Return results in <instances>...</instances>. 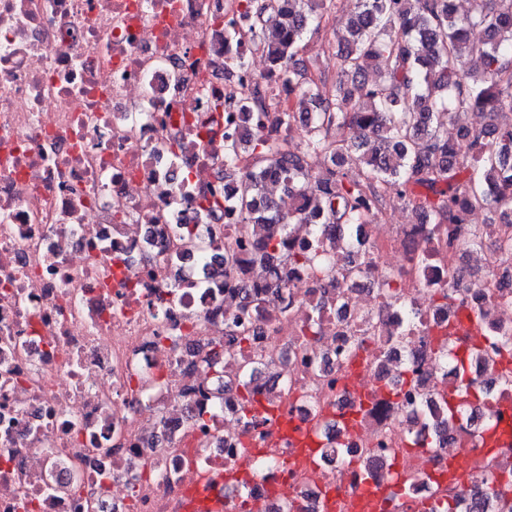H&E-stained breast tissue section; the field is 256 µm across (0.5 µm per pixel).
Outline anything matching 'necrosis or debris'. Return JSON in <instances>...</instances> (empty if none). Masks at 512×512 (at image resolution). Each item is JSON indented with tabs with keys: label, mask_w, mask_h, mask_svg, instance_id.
Instances as JSON below:
<instances>
[{
	"label": "necrosis or debris",
	"mask_w": 512,
	"mask_h": 512,
	"mask_svg": "<svg viewBox=\"0 0 512 512\" xmlns=\"http://www.w3.org/2000/svg\"><path fill=\"white\" fill-rule=\"evenodd\" d=\"M230 20L249 26L239 0H0V512H190L201 490L244 493L264 512H285L288 492L321 512L330 493L337 512H362L351 490L364 462L384 491L378 512H393L397 483L410 489L407 512H429L457 485L452 461L474 488L512 469V356L494 342L512 337L511 266L459 278L472 258L449 246L447 225L377 219L360 228V271L337 258L325 293L293 267L288 303L267 287L261 308L245 309L235 285L210 287L196 256L172 249L192 224L230 265L259 236L236 207L208 211L181 194L237 186L224 137L248 119L226 101L258 89L269 115L288 104L254 68L250 41L245 67L225 57ZM386 273L398 303L379 288ZM441 287L447 300H433ZM324 293L312 342L306 324ZM407 308L418 325L402 338ZM465 308L493 335L468 365L489 394L446 444H411L425 404L459 388L429 343L469 347L472 334H448ZM232 320L250 338L259 397L328 457L291 461L269 418L237 419L238 393L222 383L241 374L239 355L219 379L207 361ZM395 381L392 402L381 391ZM219 391L223 407L195 422ZM489 422L509 435L495 448L481 441ZM339 448L348 461L332 458Z\"/></svg>",
	"instance_id": "4bbe7bcc"
}]
</instances>
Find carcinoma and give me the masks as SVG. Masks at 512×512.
Masks as SVG:
<instances>
[{"instance_id": "cac0c4a2", "label": "carcinoma", "mask_w": 512, "mask_h": 512, "mask_svg": "<svg viewBox=\"0 0 512 512\" xmlns=\"http://www.w3.org/2000/svg\"><path fill=\"white\" fill-rule=\"evenodd\" d=\"M326 0H243L245 15L254 22L244 35L225 28L224 48L249 38L266 55L270 76L297 91L306 105L302 119L310 124L302 151H287L280 134L297 118L293 109L275 117L270 131L260 112L264 99L254 96L238 103L242 112H256V130L243 129L240 138L225 136L224 166L236 172L238 149L246 146L253 170L239 176L232 204L250 224L266 228L253 258L244 268L224 267V278L244 283L260 273L285 286L288 272L280 267L293 224H310L306 244L288 254V264L305 268L308 276L330 283L333 264L327 258L335 238L344 241L346 259L353 262L361 245L357 227L369 223L370 208H379L388 194L430 224H465L472 209L492 208L504 224L512 222V125L494 122L498 112L512 111V0H472L463 15L451 0H360V9L346 22L345 50L336 53L337 94L330 99L298 55L310 25ZM484 39L477 43L475 32ZM378 79H367L369 69ZM478 111L489 118L483 125L461 126L448 138L444 119ZM322 154L330 165L310 173L306 156ZM468 171L466 181L461 172ZM281 178L288 195L304 204L280 210L265 193L268 175ZM223 344L210 347L216 377L222 376ZM437 366L452 369L459 393L473 388L467 360L442 342L436 346ZM238 418L246 421L260 398L251 377L238 378ZM464 416L462 406L426 416L424 440L433 448L447 434L445 422ZM501 485L485 479L477 490L459 488L431 512H463L468 503L495 509Z\"/></svg>"}]
</instances>
